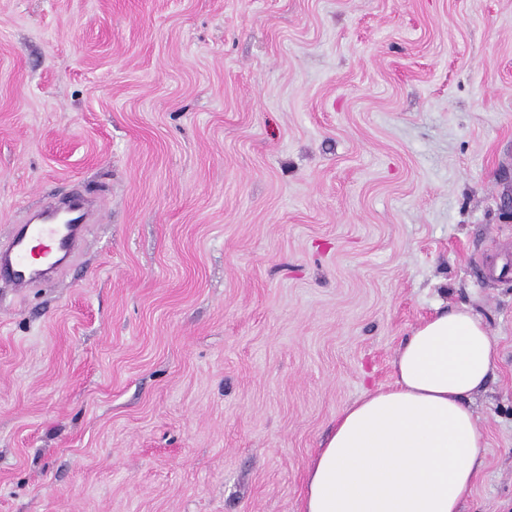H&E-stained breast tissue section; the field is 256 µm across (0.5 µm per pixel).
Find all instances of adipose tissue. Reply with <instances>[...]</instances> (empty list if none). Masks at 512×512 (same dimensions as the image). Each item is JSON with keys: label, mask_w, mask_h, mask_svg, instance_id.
<instances>
[{"label": "adipose tissue", "mask_w": 512, "mask_h": 512, "mask_svg": "<svg viewBox=\"0 0 512 512\" xmlns=\"http://www.w3.org/2000/svg\"><path fill=\"white\" fill-rule=\"evenodd\" d=\"M498 357L497 339L470 309H439L415 326L393 383L337 413L299 512H463L485 446L467 400Z\"/></svg>", "instance_id": "obj_1"}]
</instances>
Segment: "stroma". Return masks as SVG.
Masks as SVG:
<instances>
[{"instance_id": "35a3bbf8", "label": "stroma", "mask_w": 512, "mask_h": 512, "mask_svg": "<svg viewBox=\"0 0 512 512\" xmlns=\"http://www.w3.org/2000/svg\"><path fill=\"white\" fill-rule=\"evenodd\" d=\"M0 512H298L412 327L478 314L464 512H512V0H0ZM57 210L55 205H47L39 223L24 225L6 249L1 246L0 288H11L14 292L30 288L38 278L71 256L91 213L84 205L72 203L64 219L67 224H57ZM43 252L52 255V261L34 262Z\"/></svg>"}]
</instances>
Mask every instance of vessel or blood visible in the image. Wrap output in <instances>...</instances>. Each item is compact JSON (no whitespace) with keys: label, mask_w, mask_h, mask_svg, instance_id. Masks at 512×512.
<instances>
[{"label":"vessel or blood","mask_w":512,"mask_h":512,"mask_svg":"<svg viewBox=\"0 0 512 512\" xmlns=\"http://www.w3.org/2000/svg\"><path fill=\"white\" fill-rule=\"evenodd\" d=\"M56 211V206H46L39 223L24 225L8 247L0 248V288L19 292L31 287L55 261L71 256L91 213L84 205L73 203L60 221Z\"/></svg>","instance_id":"1"}]
</instances>
